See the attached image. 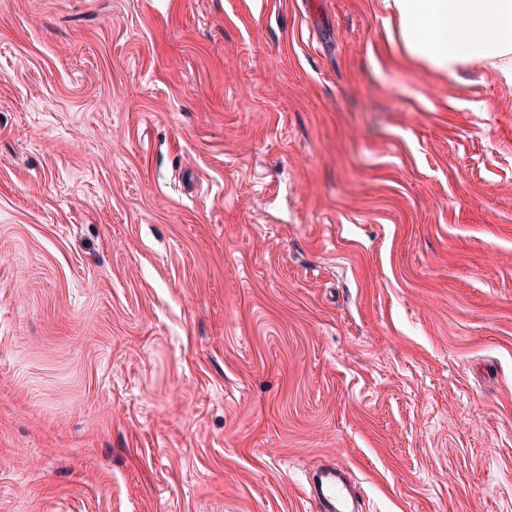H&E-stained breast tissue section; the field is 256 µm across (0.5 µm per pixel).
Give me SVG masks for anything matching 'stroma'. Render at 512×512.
Here are the masks:
<instances>
[{"mask_svg":"<svg viewBox=\"0 0 512 512\" xmlns=\"http://www.w3.org/2000/svg\"><path fill=\"white\" fill-rule=\"evenodd\" d=\"M385 0H0V512H512V96ZM305 493L312 500L317 512H359L358 493L346 475L334 465L322 466Z\"/></svg>","mask_w":512,"mask_h":512,"instance_id":"stroma-1","label":"stroma"}]
</instances>
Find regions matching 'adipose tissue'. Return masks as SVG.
Instances as JSON below:
<instances>
[{"label": "adipose tissue", "instance_id": "ef3b65f1", "mask_svg": "<svg viewBox=\"0 0 512 512\" xmlns=\"http://www.w3.org/2000/svg\"><path fill=\"white\" fill-rule=\"evenodd\" d=\"M407 53L456 78L472 61L512 83V0H393Z\"/></svg>", "mask_w": 512, "mask_h": 512}]
</instances>
